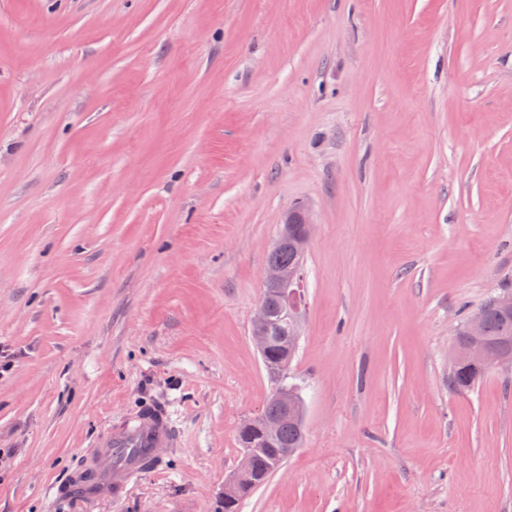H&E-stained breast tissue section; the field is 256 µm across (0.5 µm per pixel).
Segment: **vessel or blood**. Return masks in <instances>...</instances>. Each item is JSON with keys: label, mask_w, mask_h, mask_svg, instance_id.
<instances>
[{"label": "vessel or blood", "mask_w": 512, "mask_h": 512, "mask_svg": "<svg viewBox=\"0 0 512 512\" xmlns=\"http://www.w3.org/2000/svg\"><path fill=\"white\" fill-rule=\"evenodd\" d=\"M177 441L165 408H139L97 436L74 474V485L98 498L115 497L146 470L158 468L160 449L174 447Z\"/></svg>", "instance_id": "b4317fda"}]
</instances>
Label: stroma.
Masks as SVG:
<instances>
[{"instance_id": "1", "label": "stroma", "mask_w": 512, "mask_h": 512, "mask_svg": "<svg viewBox=\"0 0 512 512\" xmlns=\"http://www.w3.org/2000/svg\"><path fill=\"white\" fill-rule=\"evenodd\" d=\"M299 204L306 439L240 512H512V369L448 383L512 289V0H0V512H217ZM155 404L161 467L69 489Z\"/></svg>"}]
</instances>
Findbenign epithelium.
<instances>
[{
    "mask_svg": "<svg viewBox=\"0 0 512 512\" xmlns=\"http://www.w3.org/2000/svg\"><path fill=\"white\" fill-rule=\"evenodd\" d=\"M312 222L308 210L302 206L289 210L280 224L275 245H291L299 251L306 249L312 233ZM304 302L303 270L300 266L284 269L267 266L263 291L258 308L251 320V336L264 367L275 382L274 397L281 405V415L269 417L259 414L243 421L239 426L242 459L237 470L224 481V499L234 500L257 478L254 460L257 452L278 441L284 422L290 420L305 426L306 404L298 387L287 383L288 371L298 350L300 339L301 307ZM277 306L279 317L288 322V357L273 360L269 357V346L276 336L275 321L271 319L272 306ZM465 334L469 343L464 349L453 348L451 368L462 366L473 369L496 367L512 368V349L506 347L494 351L483 340L485 323L482 311L468 317L465 328H456L454 336Z\"/></svg>",
    "mask_w": 512,
    "mask_h": 512,
    "instance_id": "obj_1",
    "label": "benign epithelium"
}]
</instances>
